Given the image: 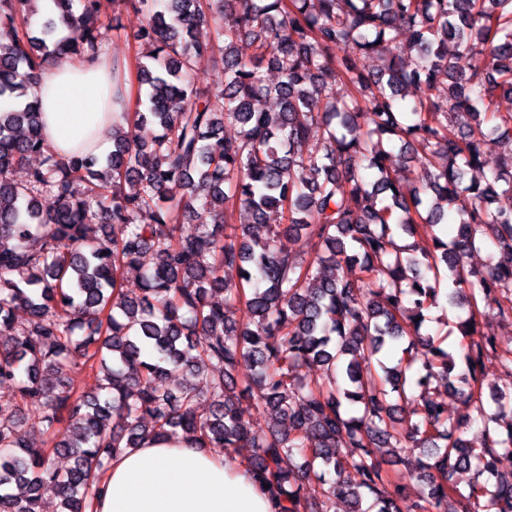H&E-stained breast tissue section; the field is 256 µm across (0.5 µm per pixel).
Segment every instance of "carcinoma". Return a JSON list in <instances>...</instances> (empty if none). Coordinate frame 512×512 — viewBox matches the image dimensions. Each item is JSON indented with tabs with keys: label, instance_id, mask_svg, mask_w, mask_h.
Listing matches in <instances>:
<instances>
[{
	"label": "carcinoma",
	"instance_id": "obj_1",
	"mask_svg": "<svg viewBox=\"0 0 512 512\" xmlns=\"http://www.w3.org/2000/svg\"><path fill=\"white\" fill-rule=\"evenodd\" d=\"M38 2L0 0L13 32L0 97L14 101L0 112V512H87L113 457L180 435L237 453L276 512H328L330 493L351 512L368 498L375 512H512V470L499 465L512 396L491 393L486 411L482 365L498 348L478 330L486 315L512 320V206L496 205L512 195V113L498 109L512 97V0H53L58 13L34 23ZM124 10L146 12L136 39L154 46L136 65L144 99L113 120L111 153L65 164L45 142L32 74L99 53ZM389 44L398 53L380 68L361 66ZM219 64L222 87L196 82ZM144 122L158 128L148 145ZM503 136L487 173L483 145ZM409 159L418 187L397 176ZM237 209L248 222L229 223ZM190 222L195 235L176 233ZM290 237L307 252H289ZM480 244L494 253L473 270ZM148 252L139 293L125 291L124 270ZM442 298L467 311L456 352L421 333ZM226 305L251 320L229 321ZM75 351L99 391L67 382ZM313 365L325 371L300 377ZM180 371L197 381L174 390ZM437 377L468 410L456 423ZM392 395L414 402L411 415L395 416ZM243 398L282 427L253 430ZM478 419L505 435L486 428L473 446L464 433ZM63 423L61 440L30 444ZM382 448L420 449L418 498ZM58 455L73 465L57 470ZM470 469L464 491L454 475Z\"/></svg>",
	"mask_w": 512,
	"mask_h": 512
}]
</instances>
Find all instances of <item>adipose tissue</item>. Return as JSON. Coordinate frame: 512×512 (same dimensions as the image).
<instances>
[{"label":"adipose tissue","mask_w":512,"mask_h":512,"mask_svg":"<svg viewBox=\"0 0 512 512\" xmlns=\"http://www.w3.org/2000/svg\"><path fill=\"white\" fill-rule=\"evenodd\" d=\"M112 64L66 60L40 72L38 98L48 146L61 161L76 152L104 156L112 126ZM93 512H274L253 474L223 451L187 440L147 441L114 458Z\"/></svg>","instance_id":"adipose-tissue-1"}]
</instances>
